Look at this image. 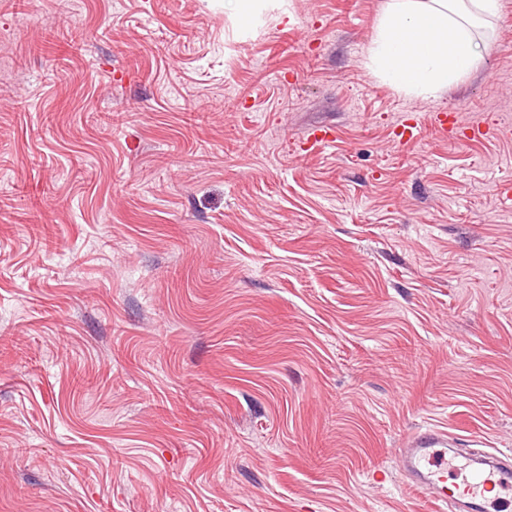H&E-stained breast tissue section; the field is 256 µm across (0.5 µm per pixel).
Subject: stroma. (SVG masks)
Returning <instances> with one entry per match:
<instances>
[{"label":"stroma","mask_w":512,"mask_h":512,"mask_svg":"<svg viewBox=\"0 0 512 512\" xmlns=\"http://www.w3.org/2000/svg\"><path fill=\"white\" fill-rule=\"evenodd\" d=\"M263 2L0 0V512H437L409 432L512 456V0L433 98L386 0Z\"/></svg>","instance_id":"obj_1"}]
</instances>
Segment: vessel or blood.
<instances>
[{
	"label": "vessel or blood",
	"mask_w": 512,
	"mask_h": 512,
	"mask_svg": "<svg viewBox=\"0 0 512 512\" xmlns=\"http://www.w3.org/2000/svg\"><path fill=\"white\" fill-rule=\"evenodd\" d=\"M458 441V435L438 427L421 428L405 438L401 462L411 489L442 506L450 499L449 487L455 486L460 499L478 504L481 512H497L502 502L490 492L512 486V462L489 452L485 466L475 467L457 453Z\"/></svg>",
	"instance_id": "obj_1"
}]
</instances>
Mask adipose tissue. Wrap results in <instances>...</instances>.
Wrapping results in <instances>:
<instances>
[{"instance_id":"ef3b65f1","label":"adipose tissue","mask_w":512,"mask_h":512,"mask_svg":"<svg viewBox=\"0 0 512 512\" xmlns=\"http://www.w3.org/2000/svg\"><path fill=\"white\" fill-rule=\"evenodd\" d=\"M498 0H387L370 62L392 86L432 97L482 58L475 15H495Z\"/></svg>"}]
</instances>
